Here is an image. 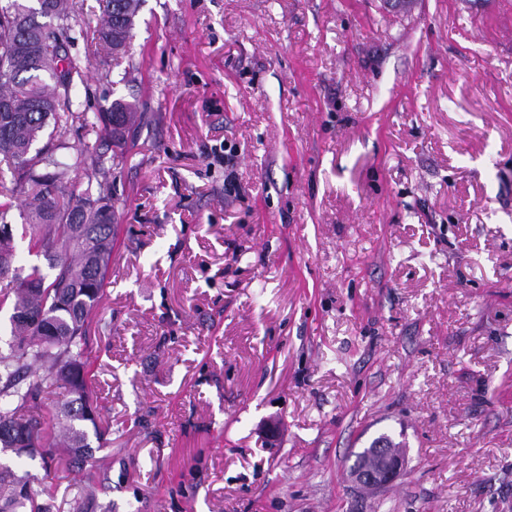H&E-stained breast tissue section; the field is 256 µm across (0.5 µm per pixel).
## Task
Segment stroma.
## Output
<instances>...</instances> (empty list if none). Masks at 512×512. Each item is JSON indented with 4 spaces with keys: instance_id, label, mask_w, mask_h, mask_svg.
I'll use <instances>...</instances> for the list:
<instances>
[{
    "instance_id": "1",
    "label": "stroma",
    "mask_w": 512,
    "mask_h": 512,
    "mask_svg": "<svg viewBox=\"0 0 512 512\" xmlns=\"http://www.w3.org/2000/svg\"><path fill=\"white\" fill-rule=\"evenodd\" d=\"M70 53L88 112L145 116L87 332L100 501L512 512V0H143L122 62ZM386 439V446L395 448L403 455L405 442L398 441L387 434L382 433L374 438L367 448H364L356 455V460L352 468L359 466L363 461H368L373 455V448L381 440ZM375 462L370 466H364L351 473V480L357 487L362 488H384L392 484L401 474L403 468V459L401 456L392 453L389 448H384L381 444L375 448Z\"/></svg>"
}]
</instances>
